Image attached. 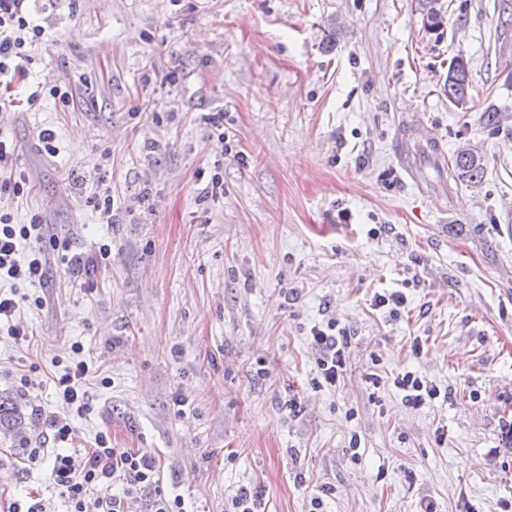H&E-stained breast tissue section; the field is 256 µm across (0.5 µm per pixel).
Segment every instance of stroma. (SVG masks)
I'll list each match as a JSON object with an SVG mask.
<instances>
[{
	"mask_svg": "<svg viewBox=\"0 0 512 512\" xmlns=\"http://www.w3.org/2000/svg\"><path fill=\"white\" fill-rule=\"evenodd\" d=\"M438 6L431 29L418 0H38L44 39L0 102V181L28 180L0 210L42 215L50 277L15 288L30 339L0 332V393L27 417L0 433V512L67 510L26 457L77 343L68 451L105 432L150 452L185 512H230L242 486L263 512H512V0ZM408 129L449 158L476 147L481 181L422 156L411 183ZM377 293L404 296L398 316ZM330 321L348 367L318 389L310 330ZM407 371L439 396L406 404ZM448 100L456 108L466 110L471 99V80L467 62L458 56L448 64ZM88 371L87 361L81 359L73 365L67 366L64 373L57 379L58 399L78 416L88 410L87 390L82 381Z\"/></svg>",
	"mask_w": 512,
	"mask_h": 512,
	"instance_id": "obj_1",
	"label": "stroma"
}]
</instances>
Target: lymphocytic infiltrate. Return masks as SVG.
<instances>
[{"mask_svg":"<svg viewBox=\"0 0 512 512\" xmlns=\"http://www.w3.org/2000/svg\"><path fill=\"white\" fill-rule=\"evenodd\" d=\"M31 0H0V78L16 77L23 66L32 62V46L43 36L41 26L30 20ZM44 224L40 214H32L28 223H14L10 213L0 212V279L43 282L47 277V259L42 250L21 254V242L41 241ZM311 343L319 352L316 387L336 386L347 365L346 341L338 340L328 330H311ZM89 371L86 360L67 366L58 378L59 400L76 414L88 409L83 380ZM157 463L151 454L112 447L107 434L95 439L93 448L83 455L56 453L50 478L69 512H86L94 503L95 512H132L142 489L156 485ZM121 493H114V486Z\"/></svg>","mask_w":512,"mask_h":512,"instance_id":"1","label":"lymphocytic infiltrate"}]
</instances>
